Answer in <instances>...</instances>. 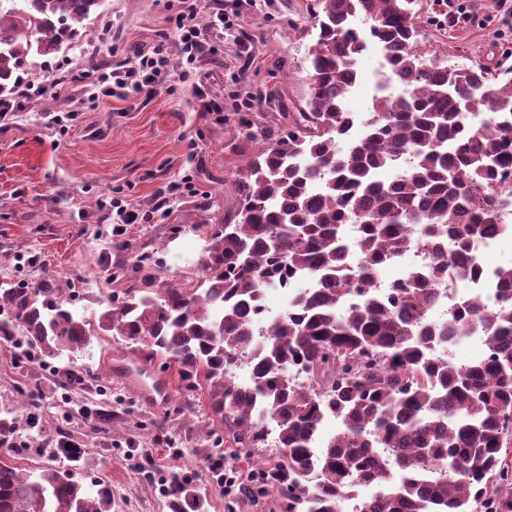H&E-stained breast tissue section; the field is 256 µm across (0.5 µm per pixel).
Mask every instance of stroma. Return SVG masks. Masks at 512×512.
I'll use <instances>...</instances> for the list:
<instances>
[{"label":"stroma","mask_w":512,"mask_h":512,"mask_svg":"<svg viewBox=\"0 0 512 512\" xmlns=\"http://www.w3.org/2000/svg\"><path fill=\"white\" fill-rule=\"evenodd\" d=\"M458 2L467 18L450 26L439 21L438 0H420L425 59L445 65L492 60L512 67V29L499 22L496 0ZM307 3L259 0L225 33V55L241 42L254 62L242 79L228 68L203 65L205 90L224 108L220 123L199 112L190 87L171 90L164 84L151 98L111 99L77 113L66 135L49 123L47 102L55 97L51 81L57 69L112 63L109 48L99 42L103 23H111L123 48L160 34L169 51H176L177 34L163 0H105L77 47L33 58L26 77L45 85V98L0 130V278L26 288L47 279L63 288L92 282V290L74 303L89 315L105 309L112 294L138 283L145 266L162 268L180 283L197 280L207 226L223 223L238 204L240 134L253 113L233 110V100L255 97L266 85L292 102L303 97L307 48L315 40L305 22ZM358 72L347 106L366 113L382 77L378 51L360 57ZM187 170L193 173L189 189L178 185ZM169 185L174 212L165 222L132 224L116 237L97 209L99 196L118 189L144 210ZM118 267L122 278L111 280ZM117 356L135 360L139 354L106 333L48 365L27 360L0 339V410L21 402L39 416L37 429L14 432L18 449L2 445L0 455L15 454L18 465L29 469L50 463L73 471L85 485L106 488L110 512H173L171 498L159 491L160 472L138 468L147 459L195 471L201 512H285L280 496L252 490L240 496L217 487L204 464L216 440L206 396L175 387L166 404H149L113 373ZM64 434L83 443L82 461L48 452Z\"/></svg>","instance_id":"obj_1"}]
</instances>
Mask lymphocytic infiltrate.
<instances>
[{"instance_id": "1", "label": "lymphocytic infiltrate", "mask_w": 512, "mask_h": 512, "mask_svg": "<svg viewBox=\"0 0 512 512\" xmlns=\"http://www.w3.org/2000/svg\"><path fill=\"white\" fill-rule=\"evenodd\" d=\"M174 14L168 18L178 35V57L170 59L163 41L138 42L131 55L116 66H95L75 74L67 72L53 83L64 92L68 112L97 109L107 99L126 101L135 97H151L157 86L169 75L176 74L181 83L191 85L198 97L200 111L221 115L223 109L209 99L199 76L203 61L219 53L234 18L239 15L240 0H177ZM100 209L110 213L121 224H142L150 216L169 218L167 196H158L150 210L143 212L119 194H106Z\"/></svg>"}]
</instances>
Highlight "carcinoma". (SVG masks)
Masks as SVG:
<instances>
[{
	"instance_id": "obj_1",
	"label": "carcinoma",
	"mask_w": 512,
	"mask_h": 512,
	"mask_svg": "<svg viewBox=\"0 0 512 512\" xmlns=\"http://www.w3.org/2000/svg\"><path fill=\"white\" fill-rule=\"evenodd\" d=\"M101 3L0 0V92L28 57L75 43ZM418 5L310 0L306 96L290 108L277 91L259 95L278 101L280 121L247 122L258 153L237 172V211L209 236L194 287L146 274L87 317L48 281L0 282V336L51 358L102 332L147 350L186 391L206 392L234 447L274 436L259 492L288 499V512H344L351 500L355 512H512L511 496H491L512 481V264L493 271L492 304L464 293L432 317L439 286L472 285L478 251L512 235V68L423 62ZM370 38L389 75L361 117L345 100ZM381 170L392 179H376ZM416 250L433 263L379 290L378 272ZM286 276L311 288L265 325L263 297ZM473 336L482 356L454 363L450 347ZM330 418L341 429L324 440ZM364 486L375 491L361 498ZM106 505L66 471L0 459V512Z\"/></svg>"
}]
</instances>
